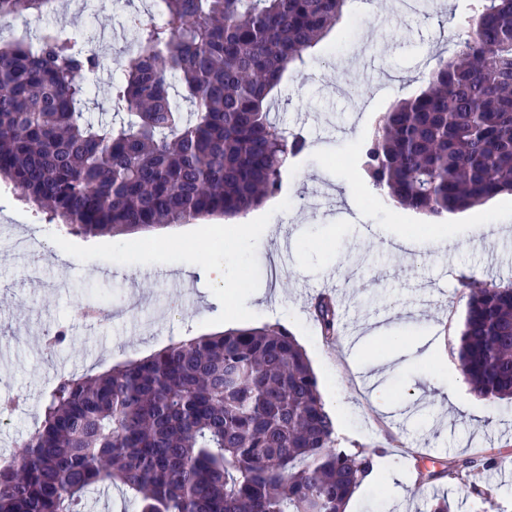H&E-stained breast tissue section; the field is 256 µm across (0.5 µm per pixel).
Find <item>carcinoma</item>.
<instances>
[{"label":"carcinoma","instance_id":"cac0c4a2","mask_svg":"<svg viewBox=\"0 0 512 512\" xmlns=\"http://www.w3.org/2000/svg\"><path fill=\"white\" fill-rule=\"evenodd\" d=\"M54 0H0V20ZM131 20L112 100L80 111L104 68L91 39L56 27L0 45V180L81 235L234 218L278 193L307 149L270 95L347 0H155ZM469 38L418 94L384 113L360 153L394 203L439 217L512 192V0H481ZM458 358L481 395L512 401V284L469 283ZM321 333L336 311L314 306ZM499 458L455 471L476 477ZM371 457L336 447L305 350L281 326L171 343L101 375H62L21 453L0 466V512H85L121 486L139 512H345Z\"/></svg>","mask_w":512,"mask_h":512}]
</instances>
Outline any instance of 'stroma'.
Wrapping results in <instances>:
<instances>
[{
	"label": "stroma",
	"mask_w": 512,
	"mask_h": 512,
	"mask_svg": "<svg viewBox=\"0 0 512 512\" xmlns=\"http://www.w3.org/2000/svg\"><path fill=\"white\" fill-rule=\"evenodd\" d=\"M480 0H349L336 28L309 50L298 71L274 89L277 124L301 133L308 151L289 159L281 190L236 221L220 217L162 225L134 234L83 236L49 224L0 181V398L21 397L0 415V458L18 453L42 422V403L63 374H98L147 357L169 343L242 327L282 325L305 349L333 417L338 448L362 452L402 475L400 483L366 479L347 512H427L447 495L453 512H512V403L481 397L457 355L462 281L512 282V194L438 218L394 204L364 174L359 153L378 117L417 94L429 69L471 32ZM155 0H55L41 23L17 17L26 35L39 25L92 38L107 58L89 75L90 120L120 121L109 87L122 77L130 20L157 14ZM357 199L345 209L344 193ZM274 224L276 236L242 243L236 224ZM413 239L415 251L396 252ZM225 257L238 300L183 269ZM265 305L252 308L253 294ZM337 303L339 333L325 340L311 303ZM388 324L410 350L427 334L439 361L418 359L388 379L393 399L371 398L378 362L389 355L376 328ZM65 331L51 348L47 339ZM455 377L454 404L413 397L428 373ZM496 452L505 465L477 478L471 492L453 473L456 460Z\"/></svg>",
	"instance_id": "stroma-1"
}]
</instances>
